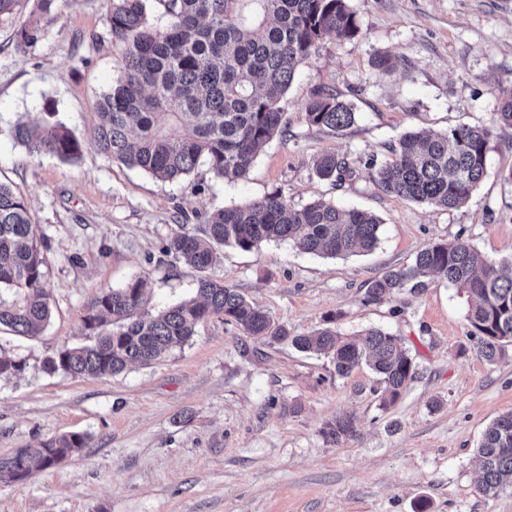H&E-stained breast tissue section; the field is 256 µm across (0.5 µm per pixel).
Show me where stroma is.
<instances>
[{"mask_svg":"<svg viewBox=\"0 0 512 512\" xmlns=\"http://www.w3.org/2000/svg\"><path fill=\"white\" fill-rule=\"evenodd\" d=\"M359 36L325 38L286 94L288 133L245 177L199 163L164 183L100 153L92 138L101 94L119 75L105 0H22L0 18V182L23 196L48 245L53 315L37 336L0 327V353L24 360L0 377V456L78 433L86 445L55 469L0 483V512H512V490L479 489L475 452L485 427L512 412V344L497 364L471 339L466 294L446 282L365 301L369 280L410 264L433 242L462 241L512 259V130L495 126L512 93V0H349ZM38 27L35 41L20 30ZM399 60L376 68L377 55ZM320 87L353 105L354 125L308 124ZM80 141L73 162L28 153L13 128L32 118ZM491 127L487 172L467 204L442 210L377 190L369 159L405 131ZM344 156L351 179H320L321 154ZM279 191L299 208L321 199L382 220L367 255L328 258L271 241L228 248L212 277L237 288L290 334L381 328L400 336L416 377L391 408L368 366L337 376L329 358L269 345L213 314L155 364L105 378L46 371L60 349L89 343L83 318L101 293L140 280L158 311L196 293L195 268L162 249L208 215ZM341 414L354 432L327 441Z\"/></svg>","mask_w":512,"mask_h":512,"instance_id":"stroma-1","label":"stroma"}]
</instances>
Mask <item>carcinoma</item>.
<instances>
[{"instance_id":"carcinoma-1","label":"carcinoma","mask_w":512,"mask_h":512,"mask_svg":"<svg viewBox=\"0 0 512 512\" xmlns=\"http://www.w3.org/2000/svg\"><path fill=\"white\" fill-rule=\"evenodd\" d=\"M150 0H107L113 42L122 48V68L101 96L100 122L93 139L100 152L161 182L190 175L200 161L218 178L245 176L257 151L287 132L282 101L300 66L332 37L359 36L348 0H157L169 16L156 28L147 19ZM309 125L330 131L355 122L352 105L320 89L305 105ZM493 132L482 125H459L446 132L403 133L389 146L391 159H369L371 180L382 193L453 210L462 207L486 174ZM14 139L32 154L76 159L78 139L65 127L49 131L20 123ZM315 171L342 181L353 171L344 157L325 154ZM381 219L356 208L314 201L294 208L276 191L248 204L210 214L204 236L174 233L162 253L205 273L196 295L157 313L142 310L137 280L101 292L85 327L90 344L65 347L46 360L51 372L73 377L112 376L132 365L146 366L187 343L195 327L212 313L249 336L288 341L298 350L331 356L339 376L362 364L380 381V406L389 408L415 377L400 337L377 328L343 337L326 328L291 336L271 329L268 314L237 289L206 272L221 262V251L257 249L270 241H290L311 254L338 257L369 253L379 241ZM46 237L34 224L26 200L0 183V288L14 291L0 300V326L19 335H38L51 317L44 271ZM438 278L473 299L468 321L477 352L490 364L512 342V261L498 263L465 242H436L419 250L413 262L371 280L369 302H382L404 290L422 292ZM353 433L350 416L323 428L340 442ZM68 434L22 449L21 460L0 457V481L23 479L51 469L84 446ZM476 454L481 487L487 495L512 489V412L485 429Z\"/></svg>"}]
</instances>
